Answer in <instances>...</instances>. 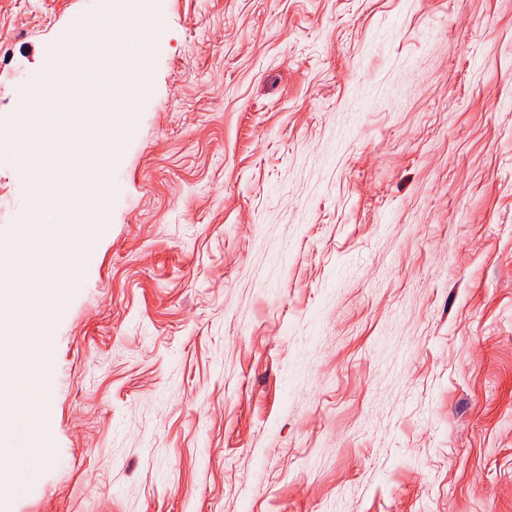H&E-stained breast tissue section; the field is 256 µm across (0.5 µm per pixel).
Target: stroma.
Masks as SVG:
<instances>
[{
	"mask_svg": "<svg viewBox=\"0 0 512 512\" xmlns=\"http://www.w3.org/2000/svg\"><path fill=\"white\" fill-rule=\"evenodd\" d=\"M5 512H512V0H161ZM0 0V244L32 76Z\"/></svg>",
	"mask_w": 512,
	"mask_h": 512,
	"instance_id": "35a3bbf8",
	"label": "stroma"
}]
</instances>
